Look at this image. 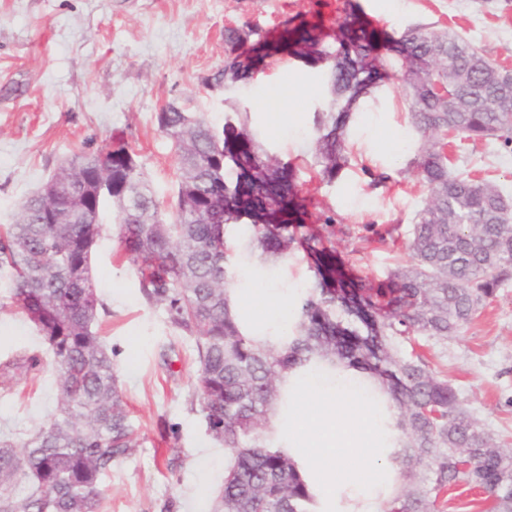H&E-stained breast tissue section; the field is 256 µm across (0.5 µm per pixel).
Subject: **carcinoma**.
<instances>
[{
    "label": "carcinoma",
    "mask_w": 512,
    "mask_h": 512,
    "mask_svg": "<svg viewBox=\"0 0 512 512\" xmlns=\"http://www.w3.org/2000/svg\"><path fill=\"white\" fill-rule=\"evenodd\" d=\"M224 30L230 54L215 82L237 83L266 58L288 54L325 68L335 96L318 118L317 160L336 175L346 118L396 68L409 88L416 162L430 198L410 230L414 265L365 287L352 263L326 245V217L306 223L307 199L282 184L288 166L259 159L247 121L217 128L203 116L165 107L159 127L173 140L179 175L172 210L147 189L128 144L75 154L0 226V274L10 306L25 314L52 354L57 413L20 440H0V512H98L99 485L112 465L139 447L112 374V350L95 329L103 307L92 256L103 239L104 204L115 207L120 247L149 303L195 340L196 390L214 440L230 462L224 512H310L312 497L288 455L264 445L261 431L282 397V373L316 364L367 373L396 410L402 481L384 512H444L448 492L482 491L495 512H512V451L463 408L416 337L445 341L512 279V197L491 180L449 167L442 151L453 130L463 140L512 141V72L450 31L414 27L396 38L348 15L330 50L299 36L250 43ZM435 71L455 84L453 102L429 93ZM248 218L251 241L278 258L298 246L315 257V288L285 344L244 333L230 307L224 226ZM470 454L473 467L460 465Z\"/></svg>",
    "instance_id": "obj_1"
}]
</instances>
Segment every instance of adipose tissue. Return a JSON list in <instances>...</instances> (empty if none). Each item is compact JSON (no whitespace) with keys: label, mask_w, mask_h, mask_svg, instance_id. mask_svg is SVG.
Returning <instances> with one entry per match:
<instances>
[{"label":"adipose tissue","mask_w":512,"mask_h":512,"mask_svg":"<svg viewBox=\"0 0 512 512\" xmlns=\"http://www.w3.org/2000/svg\"><path fill=\"white\" fill-rule=\"evenodd\" d=\"M239 295L232 309L253 334L291 315L279 289ZM283 387L288 405L271 418L275 447L295 462L314 498L311 512H383L399 483L391 462L395 413L373 380L352 369H293Z\"/></svg>","instance_id":"obj_1"}]
</instances>
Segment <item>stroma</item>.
<instances>
[{
	"instance_id": "stroma-1",
	"label": "stroma",
	"mask_w": 512,
	"mask_h": 512,
	"mask_svg": "<svg viewBox=\"0 0 512 512\" xmlns=\"http://www.w3.org/2000/svg\"><path fill=\"white\" fill-rule=\"evenodd\" d=\"M326 24L350 10L376 17L393 35L425 26L450 29L494 64L512 70V0H0V225L73 155L123 138L162 208L176 192L178 158L157 114L168 103L215 126L250 125L262 155L292 172L295 192L313 215L332 217L328 236L367 285L377 286L414 260L406 245L360 242L366 225L408 235L427 204L417 175L420 136L408 114L401 77L381 83L348 120L347 163L335 178L316 163V119L333 96L319 66L278 56L236 85L210 86L224 67V29L269 35L299 25L314 2ZM290 99L297 117L270 123L266 98ZM455 166L512 194V146L462 142ZM120 226H104L92 260L103 307L96 328L112 350L140 446L104 477L99 512H215L229 458L208 432L196 392L195 341L174 329L161 306L145 301L119 246ZM230 288H277L300 307L315 284L302 249L272 259L227 225ZM433 368L463 407L512 450V280L448 340L426 341ZM38 357L29 368L30 357ZM53 358L34 325L0 308V438L23 437L57 412ZM179 455L176 472L167 460Z\"/></svg>"
}]
</instances>
